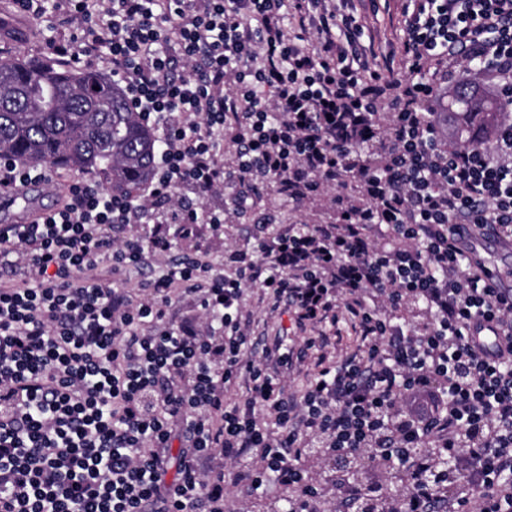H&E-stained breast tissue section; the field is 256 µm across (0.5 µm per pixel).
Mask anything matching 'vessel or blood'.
Segmentation results:
<instances>
[{
  "mask_svg": "<svg viewBox=\"0 0 512 512\" xmlns=\"http://www.w3.org/2000/svg\"><path fill=\"white\" fill-rule=\"evenodd\" d=\"M460 243L473 262L485 267L492 287L502 295L512 294V250L490 232L476 231L472 226L457 227Z\"/></svg>",
  "mask_w": 512,
  "mask_h": 512,
  "instance_id": "obj_1",
  "label": "vessel or blood"
}]
</instances>
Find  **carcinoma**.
<instances>
[{
  "instance_id": "1",
  "label": "carcinoma",
  "mask_w": 512,
  "mask_h": 512,
  "mask_svg": "<svg viewBox=\"0 0 512 512\" xmlns=\"http://www.w3.org/2000/svg\"><path fill=\"white\" fill-rule=\"evenodd\" d=\"M489 103L476 85L456 88L449 116L467 142L500 123L503 112L484 115ZM156 152L152 129L96 68L0 56V158L76 171L131 196L152 178Z\"/></svg>"
}]
</instances>
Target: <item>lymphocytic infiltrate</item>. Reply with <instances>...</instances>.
Segmentation results:
<instances>
[{
    "instance_id": "lymphocytic-infiltrate-1",
    "label": "lymphocytic infiltrate",
    "mask_w": 512,
    "mask_h": 512,
    "mask_svg": "<svg viewBox=\"0 0 512 512\" xmlns=\"http://www.w3.org/2000/svg\"><path fill=\"white\" fill-rule=\"evenodd\" d=\"M72 34L57 59L106 57L158 140L138 196L73 181L59 207L0 225V512H225L220 451L243 508L359 512L373 485L324 487L305 463L374 449L413 473L391 512H512V299L488 288L453 227L512 241V122L492 143L441 141L434 101L461 73L512 112V0H399L403 37L364 41L376 0H52ZM232 157H225V145ZM236 179L302 203L334 189L336 220L291 224L224 254L152 268ZM191 190L189 204L180 196ZM142 225L137 236L116 229ZM201 325L168 317L173 286ZM284 308L306 346L255 351L245 291ZM492 324L489 354L469 336ZM358 346L332 355L339 322ZM317 351L302 395L286 378ZM246 386L228 404L224 386ZM177 482L165 480L174 431Z\"/></svg>"
}]
</instances>
